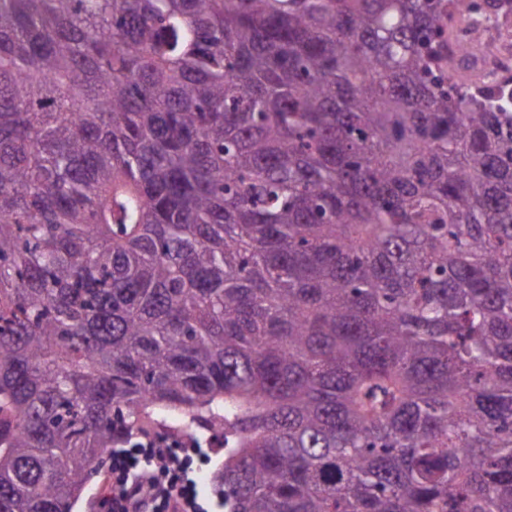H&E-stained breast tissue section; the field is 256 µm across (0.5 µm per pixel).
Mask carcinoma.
Instances as JSON below:
<instances>
[{"instance_id": "obj_1", "label": "carcinoma", "mask_w": 512, "mask_h": 512, "mask_svg": "<svg viewBox=\"0 0 512 512\" xmlns=\"http://www.w3.org/2000/svg\"><path fill=\"white\" fill-rule=\"evenodd\" d=\"M512 0H0V512L160 409L231 512H512ZM463 58L470 65L484 69L490 78L510 70L512 66L510 36L494 35L476 40H464ZM504 75L512 77V69Z\"/></svg>"}]
</instances>
